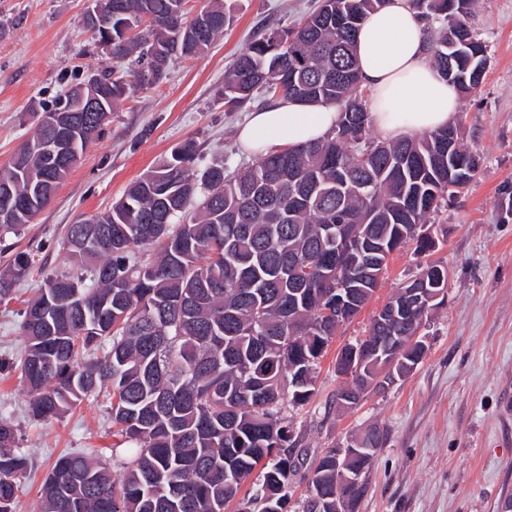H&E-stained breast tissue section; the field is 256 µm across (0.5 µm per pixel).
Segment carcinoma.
Segmentation results:
<instances>
[{"label": "carcinoma", "mask_w": 512, "mask_h": 512, "mask_svg": "<svg viewBox=\"0 0 512 512\" xmlns=\"http://www.w3.org/2000/svg\"><path fill=\"white\" fill-rule=\"evenodd\" d=\"M389 2L318 0L296 25L266 27L224 74L217 102L227 112L259 95L341 105L326 138L243 169L215 161L201 173L193 169L198 146L185 141L108 212L67 225L62 249L89 277H45L24 310V351L0 370L19 373L38 420L108 392L117 441L110 464L58 458L41 485L40 512H226L233 502L237 512H287L299 460L283 409L312 396L338 330L336 283L356 303L347 322L379 287L392 254L412 242L422 252L435 246L419 232L478 174L459 121L414 138L372 135L354 41L368 14ZM473 2L410 0L424 20L441 21L430 59L463 96L485 75ZM231 23L223 0H205L192 15L185 0H112L111 29L92 31L97 44H111L112 68L62 94L73 108L77 153L49 165L22 145L0 167V184L29 200L0 222V240L20 235L55 197L114 107L161 83L173 58L203 55ZM463 41L468 52L458 54ZM95 98L108 100V111L87 110ZM338 224L351 236L346 258L336 254ZM31 263L20 252L0 270V299ZM419 276L429 291L448 290L446 264L429 263ZM407 288L386 304L395 318H372L359 342L368 361L346 381L349 390H338L337 407L357 404L369 384H387L379 358L388 337H402L395 370L407 375L418 365L421 347L410 338L433 304L416 302ZM98 349L102 357L89 358ZM358 441L363 453L350 467L361 472L360 486L327 448L309 474L304 512H336L338 492L361 500L386 433L373 425ZM113 464L123 471L119 481ZM28 467L18 429L0 417V512H15ZM256 470V489L240 496Z\"/></svg>", "instance_id": "carcinoma-1"}]
</instances>
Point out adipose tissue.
Masks as SVG:
<instances>
[{"label": "adipose tissue", "instance_id": "ef3b65f1", "mask_svg": "<svg viewBox=\"0 0 512 512\" xmlns=\"http://www.w3.org/2000/svg\"><path fill=\"white\" fill-rule=\"evenodd\" d=\"M355 50L373 123L384 138L417 137L453 120L459 92L431 63L425 23L409 0L369 14ZM339 119L337 105L279 98L251 112L236 139L246 152L267 154L324 139Z\"/></svg>", "mask_w": 512, "mask_h": 512}]
</instances>
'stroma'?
<instances>
[{"mask_svg":"<svg viewBox=\"0 0 512 512\" xmlns=\"http://www.w3.org/2000/svg\"><path fill=\"white\" fill-rule=\"evenodd\" d=\"M316 0H226L234 17L199 59L171 62L158 86L114 110L53 201L22 231L0 241V269L15 253L34 268L0 302V359H18L24 300L46 274L69 270L65 225L109 210L126 187L185 139L201 146L198 168L217 157L251 165L237 144L245 113L216 104L224 70L262 26L290 24ZM87 0H0V165L31 137L42 108L110 59L83 26ZM473 28L486 46V74L456 113L481 156L478 176L430 220L433 251L394 254L370 302L343 325L320 363L314 394L284 415L309 457L342 446L370 424L384 427L357 512H500L512 495V0H476ZM429 261L450 270L444 303L422 330L427 353L406 377L339 411L336 355L364 336L372 316ZM0 417L20 430L30 470L17 486L16 512H38L39 489L65 454L110 456L109 402H82L61 418L30 419L16 374H0Z\"/></svg>","mask_w":512,"mask_h":512,"instance_id":"35a3bbf8","label":"stroma"}]
</instances>
